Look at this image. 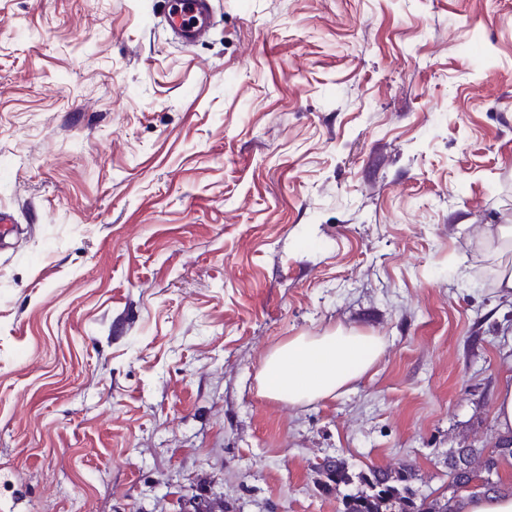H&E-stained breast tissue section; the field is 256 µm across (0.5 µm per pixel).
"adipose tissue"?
Here are the masks:
<instances>
[{
  "instance_id": "adipose-tissue-1",
  "label": "adipose tissue",
  "mask_w": 512,
  "mask_h": 512,
  "mask_svg": "<svg viewBox=\"0 0 512 512\" xmlns=\"http://www.w3.org/2000/svg\"><path fill=\"white\" fill-rule=\"evenodd\" d=\"M381 350L378 337L340 327L289 337L262 360L258 393L291 405L334 397L367 375Z\"/></svg>"
}]
</instances>
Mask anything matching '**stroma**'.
Masks as SVG:
<instances>
[{"mask_svg": "<svg viewBox=\"0 0 512 512\" xmlns=\"http://www.w3.org/2000/svg\"><path fill=\"white\" fill-rule=\"evenodd\" d=\"M0 506L340 512L318 466L494 447L512 292V0H0ZM382 340L303 405L288 337ZM167 23L187 46L202 39L209 31L213 13L212 0H164ZM487 249L496 257V283L499 288L512 289V226L503 225L494 238L490 237ZM381 350L377 336L341 327L288 337L262 360L258 394L291 405L334 397L367 375Z\"/></svg>", "mask_w": 512, "mask_h": 512, "instance_id": "1", "label": "stroma"}]
</instances>
